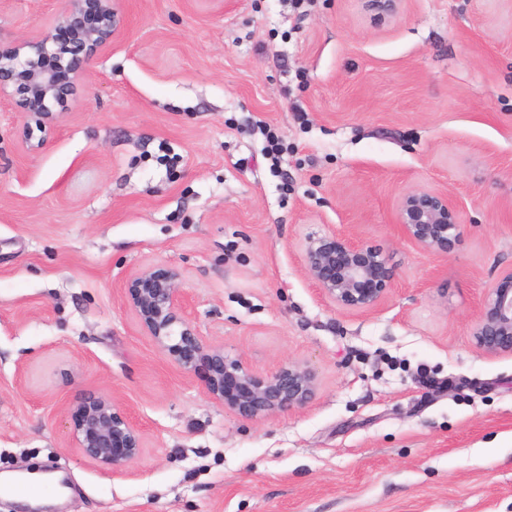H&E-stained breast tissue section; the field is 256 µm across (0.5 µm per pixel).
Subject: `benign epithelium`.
Instances as JSON below:
<instances>
[{
    "label": "benign epithelium",
    "instance_id": "obj_1",
    "mask_svg": "<svg viewBox=\"0 0 512 512\" xmlns=\"http://www.w3.org/2000/svg\"><path fill=\"white\" fill-rule=\"evenodd\" d=\"M363 9L380 21L396 17L403 0H361ZM118 24L112 0H67L53 27L70 32L69 54L52 51V36L15 45L0 44V100L15 103L45 133L68 109L74 79L91 66L112 41ZM68 56L70 77L58 78L60 66L49 61ZM403 236L434 254H446L459 239L462 224L445 194L417 189L404 194L396 208ZM303 260L311 281L334 306L366 312L380 306L394 280L382 249L336 234L310 237ZM182 273L177 268H148L136 274L128 300L144 332L177 367L193 371L206 363L205 390L224 409L246 419L305 407L315 394L317 375L307 364L288 362L260 375L245 361L230 359L221 345L207 346L184 315ZM476 347L490 355L512 353V270L489 288L474 324ZM71 435L86 459L122 475L143 448V438L127 412L108 395L90 391L72 413Z\"/></svg>",
    "mask_w": 512,
    "mask_h": 512
}]
</instances>
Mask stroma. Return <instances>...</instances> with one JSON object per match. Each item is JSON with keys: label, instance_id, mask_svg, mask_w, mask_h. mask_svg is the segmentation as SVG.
<instances>
[{"label": "stroma", "instance_id": "35a3bbf8", "mask_svg": "<svg viewBox=\"0 0 512 512\" xmlns=\"http://www.w3.org/2000/svg\"><path fill=\"white\" fill-rule=\"evenodd\" d=\"M65 6L0 0V41ZM114 6L45 145L0 101V473H63L43 512H512V353L472 336L512 269V0H404L384 24L360 0ZM415 189L457 208L448 254L400 234ZM329 233L387 254L376 310L308 277L305 240ZM146 268L181 271L226 356L312 365L313 399L247 420L208 397L129 305ZM88 391L142 433L124 475L68 434Z\"/></svg>", "mask_w": 512, "mask_h": 512}]
</instances>
